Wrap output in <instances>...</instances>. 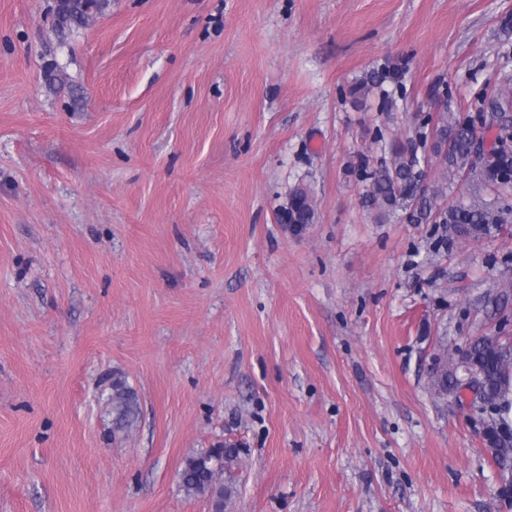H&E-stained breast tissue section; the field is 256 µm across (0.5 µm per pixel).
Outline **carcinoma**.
Listing matches in <instances>:
<instances>
[{
    "label": "carcinoma",
    "mask_w": 512,
    "mask_h": 512,
    "mask_svg": "<svg viewBox=\"0 0 512 512\" xmlns=\"http://www.w3.org/2000/svg\"><path fill=\"white\" fill-rule=\"evenodd\" d=\"M108 0H59L55 31L64 33L73 27L87 25L89 19L102 12ZM502 111H512V94L498 90L484 93L467 106L466 112H454L448 105L428 114L423 119V132L419 133L418 147L425 148L432 140V151L441 161L440 179L424 192H419L422 171L407 161V149L393 142L389 147V159L366 173L368 189L363 197L366 206L386 215L396 209L405 212L411 224H448L461 239H479L498 230L503 224L512 223V202L507 198L488 201L472 193L456 204L441 206L447 198V181L455 178L464 182H478L485 187L512 185V122L498 125L492 140L491 159L481 167L470 166L472 136L476 121L484 119L491 106ZM296 205L291 221L296 224H312L315 219L313 198L304 189L295 192ZM469 361L480 371L481 403L477 408L492 412L494 427L489 432L496 439L493 459L504 468L512 465V436L503 440L499 431L504 429L499 421L502 403L512 392V345L499 338L480 337L469 343L466 349ZM458 376L448 367L438 375L434 391L437 396L455 395ZM112 412L116 422L129 424L138 414V401L120 381L112 383ZM239 456L238 449L219 445L185 458L179 472L181 488L190 496H202L212 500L215 512H225L234 490L223 483L222 474Z\"/></svg>",
    "instance_id": "carcinoma-1"
}]
</instances>
